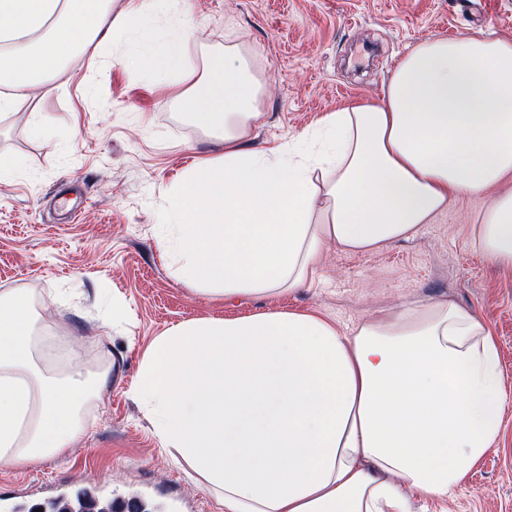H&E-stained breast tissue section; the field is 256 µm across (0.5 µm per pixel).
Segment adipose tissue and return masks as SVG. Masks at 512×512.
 <instances>
[{"instance_id": "ef3b65f1", "label": "adipose tissue", "mask_w": 512, "mask_h": 512, "mask_svg": "<svg viewBox=\"0 0 512 512\" xmlns=\"http://www.w3.org/2000/svg\"><path fill=\"white\" fill-rule=\"evenodd\" d=\"M174 0H0V121L28 112L73 56L136 33ZM189 84L179 101L224 150L167 200L157 247L178 279L230 298L314 283L323 250L412 237L450 199L512 179V40L421 42L379 104L324 116L275 153L245 150L260 85L233 47L198 74L174 26L157 55ZM476 247L512 266V192L492 197ZM49 327L26 291L0 290V465L71 448L111 364L51 373ZM131 395L224 512H409L451 496L493 446L506 393L484 325L443 300L411 301L344 330L289 311L190 319L158 336Z\"/></svg>"}]
</instances>
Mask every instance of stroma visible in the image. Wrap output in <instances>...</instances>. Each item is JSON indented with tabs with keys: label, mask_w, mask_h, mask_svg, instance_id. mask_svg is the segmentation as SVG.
<instances>
[{
	"label": "stroma",
	"mask_w": 512,
	"mask_h": 512,
	"mask_svg": "<svg viewBox=\"0 0 512 512\" xmlns=\"http://www.w3.org/2000/svg\"><path fill=\"white\" fill-rule=\"evenodd\" d=\"M185 51L195 66L238 46L262 85L242 141L266 152L318 128L326 113L381 102L399 60L432 36L494 31L512 39V0H185ZM167 33L155 20L66 66L39 99L50 131L20 112L0 121V155L24 169L0 183V289L29 288L40 323L60 331L62 363L119 362L73 448L20 470L0 466V499L42 501L58 485L92 486L162 512H224L189 465L163 447L131 396L144 353L190 319L278 311L316 313L344 329L403 303L451 300L494 337L508 394L497 440L445 500L417 496L410 512H512V267L473 243L487 205L460 196L412 237L369 252L328 246L312 285L283 295L216 299L179 280L156 237L166 197L217 142L184 112L176 76L150 74ZM125 313L109 319L101 297Z\"/></svg>",
	"instance_id": "1"
}]
</instances>
